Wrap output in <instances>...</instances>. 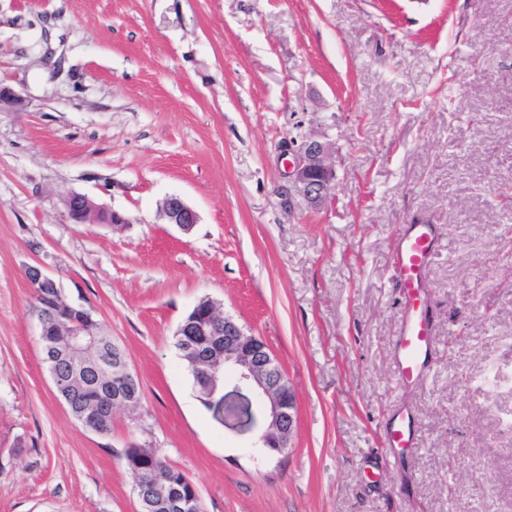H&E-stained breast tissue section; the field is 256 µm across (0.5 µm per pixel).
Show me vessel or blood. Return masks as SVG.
Returning <instances> with one entry per match:
<instances>
[{"instance_id": "b4317fda", "label": "vessel or blood", "mask_w": 512, "mask_h": 512, "mask_svg": "<svg viewBox=\"0 0 512 512\" xmlns=\"http://www.w3.org/2000/svg\"><path fill=\"white\" fill-rule=\"evenodd\" d=\"M434 244L435 233L431 226L414 224L401 237L393 256L394 271L405 292L407 309L395 354L398 377L405 384L422 377L432 346V330L423 287ZM385 444L403 451L411 448L412 431L407 416L395 418L386 434Z\"/></svg>"}]
</instances>
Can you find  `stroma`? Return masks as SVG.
I'll return each instance as SVG.
<instances>
[{
	"mask_svg": "<svg viewBox=\"0 0 512 512\" xmlns=\"http://www.w3.org/2000/svg\"><path fill=\"white\" fill-rule=\"evenodd\" d=\"M0 512H137L129 448L202 512H512V0H0ZM330 143L335 198L287 202L281 144ZM89 196L129 224L71 223ZM181 196L190 233L159 223ZM435 228L426 376L396 379L397 240ZM89 308L142 399L86 432L42 360L28 266ZM296 395L200 399L175 332L203 298ZM406 414L417 446L384 432Z\"/></svg>",
	"mask_w": 512,
	"mask_h": 512,
	"instance_id": "obj_1",
	"label": "stroma"
}]
</instances>
